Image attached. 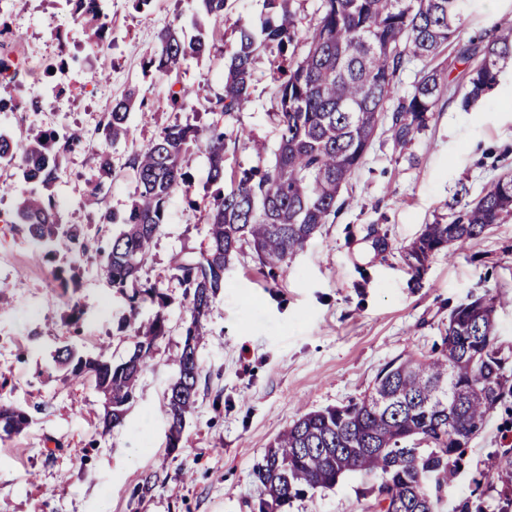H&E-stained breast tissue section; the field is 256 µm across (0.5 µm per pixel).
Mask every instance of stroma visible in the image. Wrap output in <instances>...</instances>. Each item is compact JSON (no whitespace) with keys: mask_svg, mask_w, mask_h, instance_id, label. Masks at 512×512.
Returning <instances> with one entry per match:
<instances>
[{"mask_svg":"<svg viewBox=\"0 0 512 512\" xmlns=\"http://www.w3.org/2000/svg\"><path fill=\"white\" fill-rule=\"evenodd\" d=\"M110 62L89 52L91 40L63 0H27L8 22L25 60L55 59L62 73L49 83L70 92L32 103L21 99L0 112V131L24 140L30 130L78 142L60 158L51 188L61 223L79 226L85 255L34 247L21 224L11 223L24 186L17 168L0 164V404L25 410L20 434L0 438V512H258L254 467L273 438L303 413L355 402L373 388L380 371L410 353L432 355L443 347L450 312L479 297L493 299L496 349L512 380V216L483 237L434 255L422 273L406 263L407 246L424 225L452 221L448 204L459 189L475 199L512 173V70L495 91L469 108L457 60L460 48L486 30L512 26V0H478L457 39L433 60L444 85L426 128L394 143L380 120L362 164L341 192L344 205L275 276L261 274L250 249L234 256L225 288L212 303L207 336L198 348L202 367L195 409L179 448L169 449L164 395L177 379L188 301L173 276L172 258L207 244L203 210L174 195L145 265L142 283L167 298L166 334L138 381L135 402L122 426L102 436L101 395L93 378L55 361L59 349L128 358L133 331L126 298L99 268L120 227L98 221L99 211L122 212L136 185L125 162L161 125L210 123L205 113L172 111V87L187 85L201 98L222 94L224 61L240 25L258 23L266 0H227L224 38L210 54L188 58L179 76L145 68L168 25H191L188 0H112ZM284 55L260 48L249 97L237 128L265 146L263 157L227 142L226 170L264 161L273 165L281 128L274 118L277 66ZM146 99L130 115L131 133L111 149L116 172L100 193L99 210L80 199L97 174V127L112 99L129 87ZM158 482L139 494L147 474ZM369 483L348 475L330 490L294 500L287 512H372ZM512 491V394L498 402L485 430L467 446L460 472L448 486L447 512L471 503L481 512H503Z\"/></svg>","mask_w":512,"mask_h":512,"instance_id":"35a3bbf8","label":"stroma"}]
</instances>
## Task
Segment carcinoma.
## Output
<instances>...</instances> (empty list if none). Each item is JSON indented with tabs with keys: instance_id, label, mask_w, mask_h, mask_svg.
I'll return each mask as SVG.
<instances>
[{
	"instance_id": "cac0c4a2",
	"label": "carcinoma",
	"mask_w": 512,
	"mask_h": 512,
	"mask_svg": "<svg viewBox=\"0 0 512 512\" xmlns=\"http://www.w3.org/2000/svg\"><path fill=\"white\" fill-rule=\"evenodd\" d=\"M193 2L197 13L223 20L226 0ZM266 2L269 14L259 26H240L237 48L224 63L223 93L205 107L220 118L203 129L178 123L162 127L127 160L136 171L130 206L100 216L104 224L121 225L110 248L100 254L101 272L127 295L130 316L146 302L159 308L151 323L133 328L134 350L126 361L114 365L100 356L78 357L68 348L59 352L61 364L94 377L104 398V435L122 424L140 373L165 335L164 294L135 283L165 224L171 197L180 193L189 206L199 207L192 199V149L202 144L208 153L213 191L204 212L206 250L213 259L203 265L197 257L180 255L173 261L174 277L189 298L179 377L164 403L171 428L179 432L194 410L201 378L197 346L204 336L202 320L225 287L231 257L246 245L261 272L285 270L288 260L342 207L340 192L371 146L382 113L391 112L389 132L397 144L426 127L441 94V74L434 68L424 71L403 96L396 95L397 75L409 58L430 62L453 42L472 0H321L318 23L301 38L290 0ZM79 24L103 40V0L87 4ZM219 34L217 25L209 31L199 27L188 38L183 28L169 25L159 33L148 67L160 75H176L185 59L211 51ZM299 41L303 54L279 69L280 111L275 117L282 135L274 165L234 173L230 188H224L226 128L247 99L257 43L283 51ZM458 60L468 77L467 107L494 89L502 72L512 67V29L488 30L480 43L461 48ZM144 107L145 100L130 87L104 112L98 128L99 179L114 175L109 149L128 138L130 113ZM55 141L48 131L31 132L20 142L0 133V161L15 165L31 184L22 192L15 223L26 225L43 248L84 252L81 229L60 228L53 200L39 193L57 178ZM511 214L510 174L467 202L450 223L424 225L406 249L408 264L419 272L437 252L482 236ZM496 338L493 300L461 304L449 316L439 355L393 361L360 400L300 416L269 444L255 467L264 493L258 512H284L292 500L332 489L348 473L378 479L369 491L376 512H392L381 498L387 482L400 498L402 512H444L442 492L457 474L461 449L486 427L506 390L512 391L498 372ZM490 379L498 390L492 401L483 388ZM27 424L24 411L0 406V436L17 434Z\"/></svg>"
}]
</instances>
